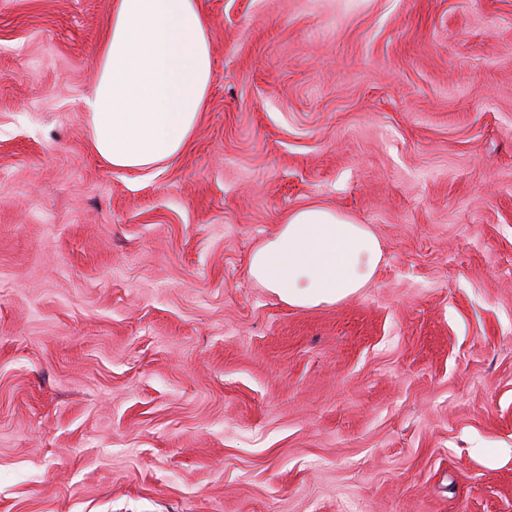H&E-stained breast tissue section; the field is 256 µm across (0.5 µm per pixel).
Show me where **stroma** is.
Wrapping results in <instances>:
<instances>
[{
  "label": "stroma",
  "mask_w": 512,
  "mask_h": 512,
  "mask_svg": "<svg viewBox=\"0 0 512 512\" xmlns=\"http://www.w3.org/2000/svg\"><path fill=\"white\" fill-rule=\"evenodd\" d=\"M184 151L94 150L112 0H0V512H512V0H202ZM368 225L358 294L248 274ZM381 259V243L368 225L308 205L292 211L252 254L248 272L289 305L310 308L366 288Z\"/></svg>",
  "instance_id": "35a3bbf8"
}]
</instances>
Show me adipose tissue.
<instances>
[{"instance_id": "ef3b65f1", "label": "adipose tissue", "mask_w": 512, "mask_h": 512, "mask_svg": "<svg viewBox=\"0 0 512 512\" xmlns=\"http://www.w3.org/2000/svg\"><path fill=\"white\" fill-rule=\"evenodd\" d=\"M209 27L200 0H114L86 101L93 147L112 167L147 170L183 151L208 95ZM381 259L368 225L308 205L252 254L248 272L289 305L310 308L360 292Z\"/></svg>"}]
</instances>
